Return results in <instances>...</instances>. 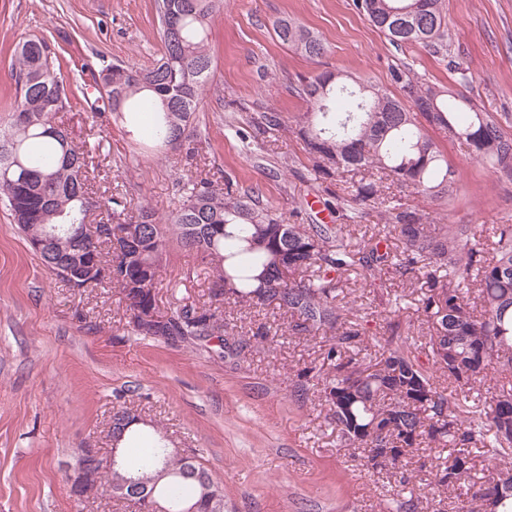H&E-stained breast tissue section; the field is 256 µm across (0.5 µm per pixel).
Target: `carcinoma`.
I'll use <instances>...</instances> for the list:
<instances>
[{
    "mask_svg": "<svg viewBox=\"0 0 512 512\" xmlns=\"http://www.w3.org/2000/svg\"><path fill=\"white\" fill-rule=\"evenodd\" d=\"M362 13L398 47L443 45L446 17L441 0H354ZM161 57L150 67L125 64L102 67L97 77L107 108L123 118L133 112L155 116L151 138L198 152L188 123L207 91L213 59L211 24L224 0H156ZM278 39L315 61L323 41L295 21L282 20ZM44 39L24 42L11 67L19 104L10 126L0 131V198L13 223L27 238L39 236L43 263L66 283L65 271L77 267L85 242L94 232L87 222L92 206L85 169L100 143L73 145L55 122L69 105L67 82L53 64ZM403 98L359 83L348 87L343 74L320 71L300 83L307 110L287 120L277 112L262 115V131L294 132L304 142L306 170L316 182L361 175L343 208L344 224H290L259 193L206 178L182 183V201L166 219L147 205L128 215L117 192L99 206L112 225L122 252L100 242V255L112 264V276L92 278L81 288L120 290L128 326L136 336H176L193 344L217 338L220 353L237 356L268 340L252 336L227 339L223 305L260 308L272 303L289 313L291 335H322L318 365L298 375L297 389L316 381L328 405V423L348 448L368 452L372 468L406 466L419 445L453 447L451 460L435 466L434 483L452 493L471 478L474 459H482L485 488L479 512H512V225L499 224L484 235L473 224H433L421 211L396 197L382 196L377 177L440 205L459 189L457 171L438 150L428 128L448 131L470 156L512 182V134L509 125L484 112L461 92L398 71ZM348 101L336 110V98ZM379 209L384 233L355 235L367 209ZM396 239L398 244L391 243ZM195 255L210 283L209 302L164 310L159 320L142 315L158 309L156 288L169 242ZM360 272L369 286L386 287L387 276L410 282L422 275L426 290L420 312L427 325L428 363L419 357L414 333L389 321L386 345L359 321L347 317L337 300L349 287L347 273ZM141 310L142 315L133 311ZM493 373L488 403L462 408L441 381L474 386ZM128 408L113 411V437L129 472L159 478L155 501L172 512L192 506L219 512L224 486L201 458L190 453L170 459V473L159 476L171 449L159 432L137 426Z\"/></svg>",
    "mask_w": 512,
    "mask_h": 512,
    "instance_id": "cac0c4a2",
    "label": "carcinoma"
}]
</instances>
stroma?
Segmentation results:
<instances>
[{"label":"stroma","mask_w":512,"mask_h":512,"mask_svg":"<svg viewBox=\"0 0 512 512\" xmlns=\"http://www.w3.org/2000/svg\"><path fill=\"white\" fill-rule=\"evenodd\" d=\"M446 47L393 46L353 0H224L211 29L210 88L193 116L199 144L193 162L179 150L148 147L145 133L92 113L81 90L58 113L75 145L103 148L88 171L94 199L122 191L131 208L166 216L179 207L177 179L232 180L258 191L292 224L339 223V184L310 179L305 146L296 135L261 133L263 113L305 111L301 79L322 70L400 95L392 79L412 69L426 82L464 92L483 111L512 117V0H442ZM291 19L320 37L315 61L282 44L276 23ZM155 0H0V129L13 119L10 78L14 49L48 40L64 77L82 67L124 62L139 68L159 59ZM429 134L459 170L460 189L445 206L407 190L395 195L440 224H512V182L497 181L484 163L447 131ZM295 160L282 165L283 156ZM185 250L170 246L157 288L161 305L179 308L208 299L209 282ZM390 288H356L343 299L370 335L389 331L383 311ZM236 332L265 327L273 341L245 359H221L215 346L164 344L132 335L117 289L68 288L42 264L0 201V512H131L102 496L77 501L68 473L79 448L93 442L102 455L117 402L137 409L176 447L196 450L224 482L226 512H382L400 489L419 512H455L453 499L432 488V468L449 449L420 446L405 475L373 470L363 449L342 447L325 421L316 393L297 396L299 371L313 366L321 339L289 335L273 307L228 304Z\"/></svg>","instance_id":"1"}]
</instances>
